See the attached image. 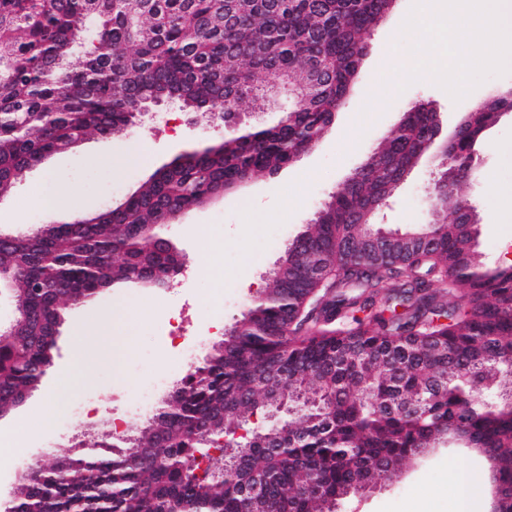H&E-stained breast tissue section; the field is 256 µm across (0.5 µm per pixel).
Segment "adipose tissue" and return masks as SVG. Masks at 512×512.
I'll return each mask as SVG.
<instances>
[{
    "label": "adipose tissue",
    "mask_w": 512,
    "mask_h": 512,
    "mask_svg": "<svg viewBox=\"0 0 512 512\" xmlns=\"http://www.w3.org/2000/svg\"><path fill=\"white\" fill-rule=\"evenodd\" d=\"M445 9L451 23L448 36L430 42L425 34L432 12ZM418 33L416 62L431 58L439 46L492 48L512 43V0H418V9L406 19Z\"/></svg>",
    "instance_id": "1"
}]
</instances>
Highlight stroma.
Returning a JSON list of instances; mask_svg holds the SVG:
<instances>
[{
    "label": "stroma",
    "mask_w": 512,
    "mask_h": 512,
    "mask_svg": "<svg viewBox=\"0 0 512 512\" xmlns=\"http://www.w3.org/2000/svg\"><path fill=\"white\" fill-rule=\"evenodd\" d=\"M414 0H396L392 12L366 38V54L353 93L315 150L275 175L252 178L236 192L181 217L165 236L185 261V274L162 290L116 288L72 313L59 328L55 365L26 401L0 418V433L24 427L31 439L19 454L35 466L50 457L71 455L87 425L112 429L115 419L127 428L143 425L148 415L133 404L146 386L156 385L164 400L179 375L174 365L180 343L203 357L248 308L282 255L288 241L315 211L338 191L411 104L425 100L439 112L443 132L452 131L493 93L512 88V48H499L494 65L449 66L435 56L423 68L403 69L414 56L415 40L402 31V18ZM224 127L201 128L194 116L168 104L142 117L126 136H93L75 149L56 154L27 173L15 190L0 198V229L27 230L48 221L36 196L71 195L74 205L94 212L123 200L169 162L173 146H202L221 138ZM433 163L423 158L398 186L375 218L383 230H408L427 222ZM512 191V112L486 130L476 171L465 198L475 209L477 248L486 263H512V222L499 216L500 196ZM224 242V303L211 300L212 285L203 267L214 240ZM183 339L173 341V324ZM124 332L126 348L107 339L113 328ZM55 396L51 416L41 407ZM485 459L463 446L435 448L416 457L401 478L342 503L341 512H456V477H464L473 512H489L490 488Z\"/></svg>",
    "instance_id": "obj_1"
}]
</instances>
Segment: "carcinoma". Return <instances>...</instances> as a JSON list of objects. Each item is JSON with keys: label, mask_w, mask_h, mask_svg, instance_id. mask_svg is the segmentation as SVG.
<instances>
[{"label": "carcinoma", "mask_w": 512, "mask_h": 512, "mask_svg": "<svg viewBox=\"0 0 512 512\" xmlns=\"http://www.w3.org/2000/svg\"><path fill=\"white\" fill-rule=\"evenodd\" d=\"M390 2L0 0V196L85 138L126 133L140 106L176 101L211 124L263 100L267 75L294 91L276 124L174 160L116 205L0 231L26 313L0 328V410L41 384L72 311L110 288L170 287L183 262L160 229L174 210L292 165L325 134ZM509 111L512 89L462 119L429 221L377 262L374 216L435 133L430 104L404 112L289 242L288 279L272 271L146 424L27 468L3 512H336L349 489L451 441L491 457L512 498V265L481 261L461 195Z\"/></svg>", "instance_id": "cac0c4a2"}]
</instances>
